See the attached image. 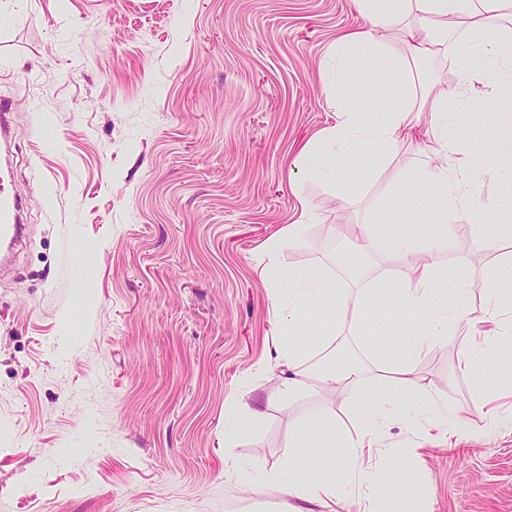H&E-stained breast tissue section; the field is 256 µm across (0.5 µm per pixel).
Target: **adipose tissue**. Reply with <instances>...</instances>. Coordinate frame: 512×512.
<instances>
[{"label":"adipose tissue","mask_w":512,"mask_h":512,"mask_svg":"<svg viewBox=\"0 0 512 512\" xmlns=\"http://www.w3.org/2000/svg\"><path fill=\"white\" fill-rule=\"evenodd\" d=\"M357 4L366 18L365 27L342 36L331 54L336 63V123L319 133L302 152L306 158L318 153L328 160L325 174L339 187L344 181L340 170L331 164L333 158L360 151L369 154L368 180L383 181L394 148L414 138L419 129L424 132L422 152L447 154L449 101L485 83L490 71L512 73V0H357ZM460 40L467 41L470 51L455 60L456 82L443 84L420 72V62L447 55ZM358 99L371 100L377 111L384 113V120L367 123L360 119L354 105ZM418 179L431 188L434 206L448 202L463 209L470 203L447 165L421 167ZM354 238L359 252L375 251L381 262L398 263L399 277L353 292L327 273L303 278L293 270H280L292 299L288 322L278 326L275 334L278 362L289 370L279 389L282 398L293 399L312 388L358 391L363 414L361 434L344 441L331 427L312 442L311 448L332 463L336 445L345 444V466L367 483L372 471L365 462L375 455V439L389 422L384 401L401 404L433 398L431 386L412 379L411 361L416 352L447 339L452 330L467 322L469 306L466 290L447 296L440 293L445 282L464 280L462 269H441L434 262L443 245L442 235L417 238L395 232L381 250L371 225L360 224ZM375 292L396 295L413 322L423 327L405 359L390 367L377 364L378 372L393 370L394 382L372 386L367 372L354 363L315 374L302 370L307 348L294 338L300 311L310 304L332 311L337 299L343 298L351 301V318L357 322ZM483 293L490 320L498 325V337H512V265L503 266L486 283Z\"/></svg>","instance_id":"ef3b65f1"}]
</instances>
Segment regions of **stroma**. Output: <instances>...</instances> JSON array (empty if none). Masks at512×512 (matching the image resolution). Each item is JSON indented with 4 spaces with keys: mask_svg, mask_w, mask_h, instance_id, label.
<instances>
[{
    "mask_svg": "<svg viewBox=\"0 0 512 512\" xmlns=\"http://www.w3.org/2000/svg\"><path fill=\"white\" fill-rule=\"evenodd\" d=\"M364 25L355 0H0V99L13 104L29 225L0 268V512H281L292 458L338 493L304 512H386L395 500L404 512H512V429L476 437L452 418L461 409L480 426L490 406L512 412L487 367L511 344L459 367L486 329L482 286L512 259L497 233L512 209L486 213L512 182L479 168L512 112V82L448 103L472 203L437 260L467 270L474 324L411 365L446 424L414 403L395 411L367 485L295 445L299 430L332 422L357 435L356 394L278 395L271 329L290 300L265 271L266 241L308 205L315 218L283 241L280 265L361 288L391 268L372 254L360 274L341 268L351 244L334 225L372 221L386 235L440 223L416 145H400L377 184L363 159L349 162L338 194L300 161L336 122L333 46ZM401 182L407 192H394ZM363 315V328L347 319L323 341L329 313L306 309L303 369L341 344L369 371L420 331L391 296ZM391 319L403 333L386 342ZM231 396L240 408L228 417Z\"/></svg>",
    "mask_w": 512,
    "mask_h": 512,
    "instance_id": "stroma-1",
    "label": "stroma"
}]
</instances>
